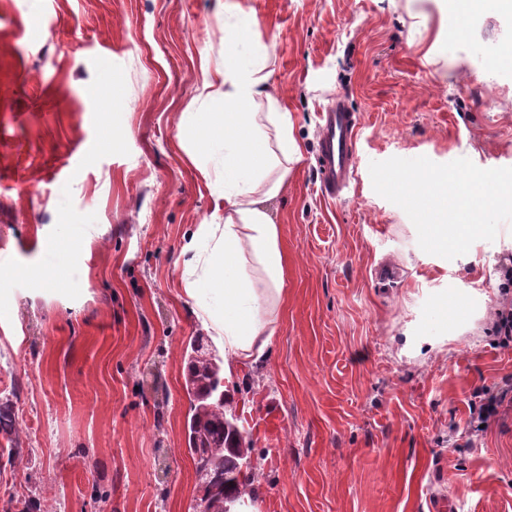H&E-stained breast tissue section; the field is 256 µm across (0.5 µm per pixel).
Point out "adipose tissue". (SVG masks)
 <instances>
[{
	"label": "adipose tissue",
	"mask_w": 512,
	"mask_h": 512,
	"mask_svg": "<svg viewBox=\"0 0 512 512\" xmlns=\"http://www.w3.org/2000/svg\"><path fill=\"white\" fill-rule=\"evenodd\" d=\"M255 27L247 16L225 27L224 67L203 75L201 84L214 109L183 115L186 128L224 152V221L207 225L185 245L191 258L183 289L198 299L202 323L223 336L228 365L265 354L272 336L269 317L284 291L280 229L265 203L282 192L288 174L270 177L269 143L277 141L284 160L301 156L287 113L259 109L274 98L258 66L243 54Z\"/></svg>",
	"instance_id": "ef3b65f1"
}]
</instances>
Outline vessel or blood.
Segmentation results:
<instances>
[{
    "mask_svg": "<svg viewBox=\"0 0 512 512\" xmlns=\"http://www.w3.org/2000/svg\"><path fill=\"white\" fill-rule=\"evenodd\" d=\"M359 127V115L341 98L323 117L317 174L320 192L328 199L339 198L353 176Z\"/></svg>",
    "mask_w": 512,
    "mask_h": 512,
    "instance_id": "b4317fda",
    "label": "vessel or blood"
}]
</instances>
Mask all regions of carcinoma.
<instances>
[{
	"label": "carcinoma",
	"mask_w": 512,
	"mask_h": 512,
	"mask_svg": "<svg viewBox=\"0 0 512 512\" xmlns=\"http://www.w3.org/2000/svg\"><path fill=\"white\" fill-rule=\"evenodd\" d=\"M187 370L184 376L189 407L186 414V436L195 464H204L211 478L199 479L201 492L198 507L203 512H224L228 501H244L254 495L255 467H243L240 451L242 431L225 426V420L235 419L236 407L224 399L222 364H215L195 349L185 352ZM0 437L9 444L0 448V458L10 465L21 458L18 428L10 399L0 402Z\"/></svg>",
	"instance_id": "carcinoma-1"
}]
</instances>
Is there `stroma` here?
I'll return each instance as SVG.
<instances>
[{
    "label": "stroma",
    "mask_w": 512,
    "mask_h": 512,
    "mask_svg": "<svg viewBox=\"0 0 512 512\" xmlns=\"http://www.w3.org/2000/svg\"><path fill=\"white\" fill-rule=\"evenodd\" d=\"M236 13L303 148L270 203L286 257L270 345L225 379L253 512H512V406L477 436L469 411L512 376L494 329L512 222L454 259L425 253L369 173L392 157L512 167V14L487 8L461 35L442 0H0V399L22 448L0 512H195L183 349L224 343L183 290V247L215 206L199 167L224 160L179 123L209 111L202 73L223 67ZM340 94L361 124L330 201L319 115ZM30 265L58 277L16 276Z\"/></svg>",
    "instance_id": "1"
}]
</instances>
